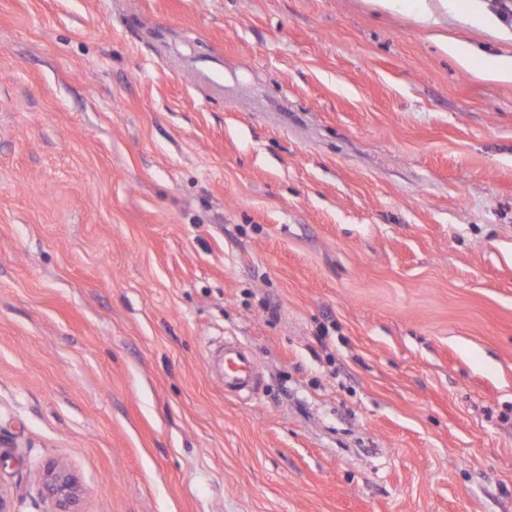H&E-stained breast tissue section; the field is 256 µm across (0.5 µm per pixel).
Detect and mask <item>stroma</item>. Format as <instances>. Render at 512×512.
Here are the masks:
<instances>
[{"label": "stroma", "mask_w": 512, "mask_h": 512, "mask_svg": "<svg viewBox=\"0 0 512 512\" xmlns=\"http://www.w3.org/2000/svg\"><path fill=\"white\" fill-rule=\"evenodd\" d=\"M436 17L0 0L13 512H512V18ZM231 343L224 344V390L238 392L242 389L255 390L256 368L244 351L228 352ZM44 495L50 502L49 512H76L82 490L71 470L64 464H54L42 474Z\"/></svg>", "instance_id": "stroma-1"}]
</instances>
